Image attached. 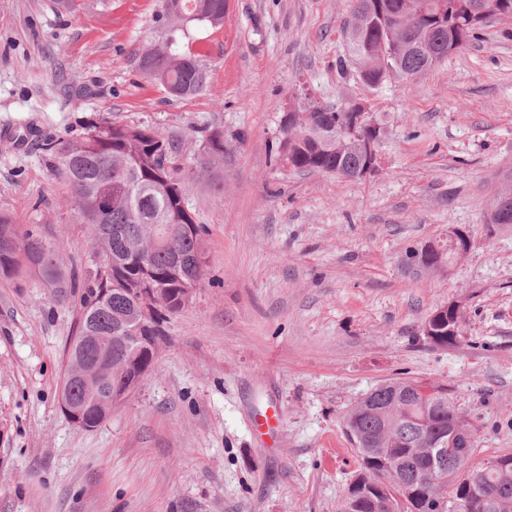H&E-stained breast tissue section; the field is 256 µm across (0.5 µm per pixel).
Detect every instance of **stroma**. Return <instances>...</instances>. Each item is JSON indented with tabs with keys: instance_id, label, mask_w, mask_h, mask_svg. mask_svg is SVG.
<instances>
[{
	"instance_id": "obj_1",
	"label": "stroma",
	"mask_w": 512,
	"mask_h": 512,
	"mask_svg": "<svg viewBox=\"0 0 512 512\" xmlns=\"http://www.w3.org/2000/svg\"><path fill=\"white\" fill-rule=\"evenodd\" d=\"M353 0H226L191 31L209 79L170 96L141 72L161 44L160 0H0V208L32 225L75 283L0 281V512H338L360 470L351 406L396 378L446 385L471 423L472 464L512 452V224L490 221L512 185V18L412 80L378 87L350 60ZM367 105L386 131L375 173L345 180L279 160L294 96ZM179 141L184 202L206 228L203 278L173 314L141 385L98 427L58 391L101 257L41 138L87 122ZM224 157L201 169L206 138ZM470 236L450 271L405 253ZM463 300L465 334H422ZM281 412L275 448L258 408ZM448 310L451 312H456L457 316H461L464 312V304L460 299L451 300L448 304L441 305L433 311L430 316L425 320L422 326L423 335L435 346L438 347H448V342L444 340L442 337V331L439 330V327L448 323V336H455L456 339H459L458 336L463 335V321L462 318L456 321L453 324L448 319H445V316L448 315Z\"/></svg>"
}]
</instances>
